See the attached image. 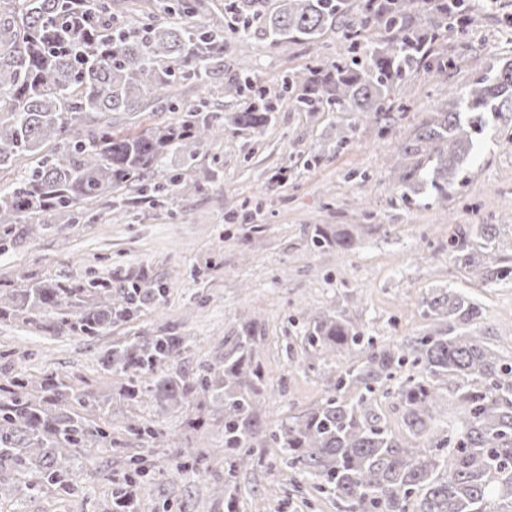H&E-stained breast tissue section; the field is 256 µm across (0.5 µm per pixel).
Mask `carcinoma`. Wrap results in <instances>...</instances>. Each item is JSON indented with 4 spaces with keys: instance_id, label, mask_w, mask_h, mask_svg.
I'll use <instances>...</instances> for the list:
<instances>
[{
    "instance_id": "cac0c4a2",
    "label": "carcinoma",
    "mask_w": 512,
    "mask_h": 512,
    "mask_svg": "<svg viewBox=\"0 0 512 512\" xmlns=\"http://www.w3.org/2000/svg\"><path fill=\"white\" fill-rule=\"evenodd\" d=\"M116 2L0 0V173L22 167V174L0 179V246L36 235L52 216L65 215L70 224L90 223L97 209L121 216L127 201L119 190L145 187L172 151L185 161L166 171L153 192L166 198L199 189L215 180L193 163L199 147L221 140L227 126L260 132L282 106L357 112L387 133L396 122L397 82L421 67L446 70L448 57L434 52L435 39L444 28L462 26L470 11V0H279L269 11L255 0H231L223 13L213 0H161L158 13L140 16ZM426 11L432 19L423 25ZM226 12L240 27L225 29ZM254 27L274 47L316 46L337 29L351 57L318 59L274 87L254 82L246 70L235 73L224 92L248 97L238 112H214L204 97L177 100L172 90L179 79L209 91L224 71L225 43L249 51ZM370 30L388 36L360 56L361 37ZM147 102L180 116L136 134L112 126V113L140 112ZM509 111L512 61L489 65L452 107L423 113L393 154L401 196L448 200L468 182L476 133L489 117ZM360 231L356 224L319 228L313 243L347 250ZM450 244L473 278L485 284L512 278V265L498 256L496 225L458 224ZM15 281L17 287L0 293V314L61 315L74 308L76 320L61 324L81 336L135 317L163 292L145 273L115 296L110 277L73 286L34 282L20 269ZM421 305L428 331L396 349L375 347L338 315L313 316L306 333L313 352L333 357L357 348L366 359L338 377L335 395L270 438L288 468L333 490L341 512H512V364L501 363L473 332L480 311L466 292L443 289ZM257 333V320L246 321L224 351V364L208 368L199 384L164 370L179 356L182 336H142L108 352L105 364L118 375L156 374L148 393L167 406L186 403L199 386L215 392L224 399V447L243 448L256 434L265 390L254 365ZM407 364L412 371L394 391L411 436L404 440L376 413L374 386ZM350 386L365 393L354 401L338 395ZM445 390L462 411L451 448L432 428ZM0 392V462H13L12 483L30 493L80 478L71 449L112 444V433L89 418L86 394L61 379H46L35 391L12 379ZM417 439L426 447L413 446Z\"/></svg>"
}]
</instances>
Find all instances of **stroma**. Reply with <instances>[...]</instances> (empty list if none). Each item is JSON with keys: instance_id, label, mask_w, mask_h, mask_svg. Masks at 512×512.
Returning a JSON list of instances; mask_svg holds the SVG:
<instances>
[{"instance_id": "35a3bbf8", "label": "stroma", "mask_w": 512, "mask_h": 512, "mask_svg": "<svg viewBox=\"0 0 512 512\" xmlns=\"http://www.w3.org/2000/svg\"><path fill=\"white\" fill-rule=\"evenodd\" d=\"M463 43L469 51L460 59ZM252 45L246 56L225 50L210 109L242 107L241 98L224 93L225 75L246 68L272 86L288 71L345 51L338 31L316 50L302 43L270 47L258 29ZM435 48L456 56V64L397 83L398 119L390 134L352 112L284 108L262 134L229 128L221 143L200 148L197 168L218 174L201 191H184L161 206L151 191H132L121 220L102 212L91 224L57 223L0 254L1 284L22 269L49 282L108 275L116 288L145 271L166 286L139 318L93 338L38 330L19 317L0 319V380L63 379L95 404L98 423L112 427L111 446L73 450L83 472L79 483L49 485L36 495L16 488L0 499V512H112L131 460L141 456L150 467L140 512H227L231 501L238 512H339L335 495L288 468L270 438L324 402L337 376L364 359L350 349L323 364L305 340L312 312L340 315L377 346L392 347L427 331L422 299L461 288L481 306L474 333L512 363V281L485 285L448 249L456 225L496 224L500 254L512 259V112L480 135L470 181L447 201L403 199L390 170L395 144L423 112L453 101L487 65L512 59V0L476 14L466 27L443 30ZM336 122L353 129L342 147L332 130ZM325 224H359L363 231L350 250L314 248L315 230ZM248 317L259 323L256 361L268 391L257 435L242 450L247 463L230 479L222 401L199 392L182 406L159 407L146 394L151 374L130 381L104 370L100 357L139 336H184L186 347L170 369L198 381L221 364ZM130 382L141 390L138 400L121 395ZM132 422L157 430L158 439L132 435ZM186 447L195 449V461L185 462Z\"/></svg>"}]
</instances>
